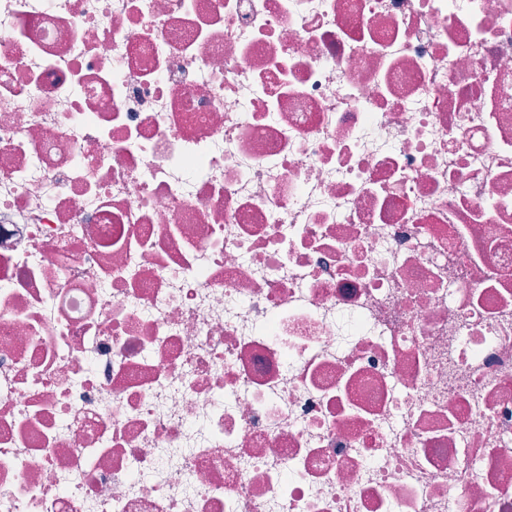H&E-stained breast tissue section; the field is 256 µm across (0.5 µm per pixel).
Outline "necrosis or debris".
Returning a JSON list of instances; mask_svg holds the SVG:
<instances>
[{
  "label": "necrosis or debris",
  "instance_id": "obj_1",
  "mask_svg": "<svg viewBox=\"0 0 512 512\" xmlns=\"http://www.w3.org/2000/svg\"><path fill=\"white\" fill-rule=\"evenodd\" d=\"M0 512H512V0H0Z\"/></svg>",
  "mask_w": 512,
  "mask_h": 512
}]
</instances>
